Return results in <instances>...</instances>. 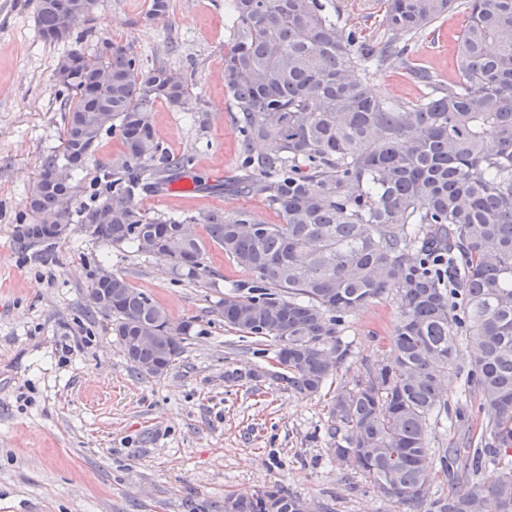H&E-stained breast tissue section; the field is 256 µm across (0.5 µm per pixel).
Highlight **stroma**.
Listing matches in <instances>:
<instances>
[{"instance_id":"obj_1","label":"stroma","mask_w":512,"mask_h":512,"mask_svg":"<svg viewBox=\"0 0 512 512\" xmlns=\"http://www.w3.org/2000/svg\"><path fill=\"white\" fill-rule=\"evenodd\" d=\"M144 2L103 0L95 20L48 43L37 29L38 0H0V512H224L225 495L250 497L274 484L333 512H399L368 480L344 479L330 462L325 394L304 397L270 378L227 379L266 359L213 312L225 286L248 278L222 248L210 243L205 253L218 278L194 281L177 279L168 257L100 245L76 223L50 251L17 249L16 218L44 157L61 150L66 92L57 63L74 50L92 53L106 34L142 68L161 61L183 73L193 99L189 111L155 105L163 148L193 162L182 188L142 195L138 207L174 216L247 208L278 223L260 197L195 188L235 176L241 161L223 78L229 0H170L154 21L145 20ZM326 3L366 39L385 37L378 0ZM464 18L452 14L420 41L418 63L447 76L448 34ZM97 269L126 276L170 318L191 322L184 353L163 376H138L110 321L85 319ZM397 320L390 296L348 318L338 384H355L385 358ZM469 367L460 349L446 378L450 415L433 429V447H467L478 431L476 399L462 392Z\"/></svg>"}]
</instances>
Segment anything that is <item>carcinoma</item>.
Returning <instances> with one entry per match:
<instances>
[{
  "mask_svg": "<svg viewBox=\"0 0 512 512\" xmlns=\"http://www.w3.org/2000/svg\"><path fill=\"white\" fill-rule=\"evenodd\" d=\"M100 0H39L44 40L72 30L66 16ZM388 36L368 42L323 0H231L232 45L224 86L241 134L240 174L216 185L260 196L280 217L268 224L243 209L149 217L142 191L163 194L183 177L188 156L171 157L152 123L155 102L186 110L187 79L158 63L144 69L124 46L84 55L80 74L57 77L67 92L63 149L46 156L16 226L27 251L53 248L41 217L78 222L96 242L167 255L177 275L213 274L205 245L185 224H203L251 281L217 303L224 326L251 335L271 368L231 371L234 381L271 377L305 396L333 381L348 355L345 319L393 295L400 316L387 357L354 387L338 386L324 424L337 470L370 479L404 512H512V0H380ZM466 23L448 36L456 69L442 80L410 63L418 42L458 9ZM402 70L425 86L416 101L381 99L354 74ZM119 135L120 162H96L93 205L74 219L73 185L44 181L47 170L90 161L102 131ZM112 293V332L138 375L168 372L185 351L188 321L123 275L90 274L87 290ZM181 338L141 344L163 326ZM469 352L467 385L482 414L475 448L431 447L432 421L448 414L444 375ZM435 457L436 470L429 469ZM498 470L485 486L475 479ZM459 488L431 493L434 480ZM224 512H312L280 485L250 499L224 497Z\"/></svg>",
  "mask_w": 512,
  "mask_h": 512,
  "instance_id": "cac0c4a2",
  "label": "carcinoma"
}]
</instances>
